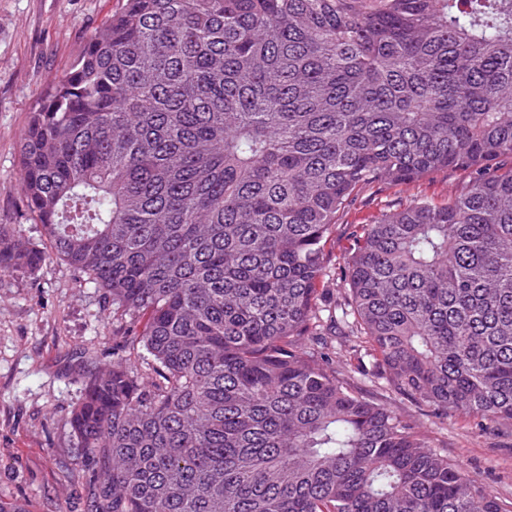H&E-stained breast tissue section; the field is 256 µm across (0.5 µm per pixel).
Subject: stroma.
<instances>
[{
    "label": "stroma",
    "mask_w": 512,
    "mask_h": 512,
    "mask_svg": "<svg viewBox=\"0 0 512 512\" xmlns=\"http://www.w3.org/2000/svg\"><path fill=\"white\" fill-rule=\"evenodd\" d=\"M120 0H0V227H21L44 248L48 238L20 190L19 146L32 112L79 57ZM445 169L407 185L380 184L360 193L337 220L325 251L342 265L351 227L371 224L398 204L447 199L464 182ZM139 330L112 316V303L84 275L56 258L33 270L0 272V502L28 512H94L101 468L68 423L87 377L112 360V347ZM332 366L344 386L416 423L436 449L512 502V429L475 431L471 421L428 416L425 407L372 383L348 342L336 340Z\"/></svg>",
    "instance_id": "35a3bbf8"
}]
</instances>
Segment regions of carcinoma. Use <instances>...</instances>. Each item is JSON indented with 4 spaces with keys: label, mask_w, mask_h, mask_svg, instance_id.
Here are the masks:
<instances>
[{
    "label": "carcinoma",
    "mask_w": 512,
    "mask_h": 512,
    "mask_svg": "<svg viewBox=\"0 0 512 512\" xmlns=\"http://www.w3.org/2000/svg\"><path fill=\"white\" fill-rule=\"evenodd\" d=\"M504 156L512 0H123L20 148L51 254L144 318L69 419L95 512H512L344 387L325 338L437 419L512 427ZM448 168L447 201L354 227L322 303L340 212ZM46 257L0 234V272Z\"/></svg>",
    "instance_id": "carcinoma-1"
}]
</instances>
